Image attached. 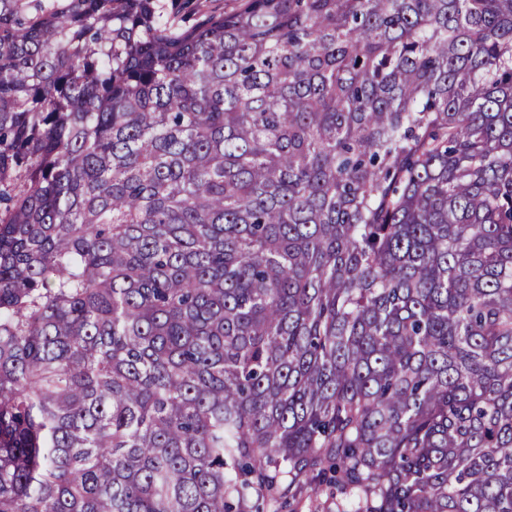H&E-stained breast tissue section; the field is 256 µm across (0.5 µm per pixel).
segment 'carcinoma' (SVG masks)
<instances>
[{
  "mask_svg": "<svg viewBox=\"0 0 512 512\" xmlns=\"http://www.w3.org/2000/svg\"><path fill=\"white\" fill-rule=\"evenodd\" d=\"M512 512V0H0V512ZM342 495L328 485L305 486L296 499H283L275 508L261 503L262 512H336L337 503L341 502Z\"/></svg>",
  "mask_w": 512,
  "mask_h": 512,
  "instance_id": "carcinoma-1",
  "label": "carcinoma"
}]
</instances>
